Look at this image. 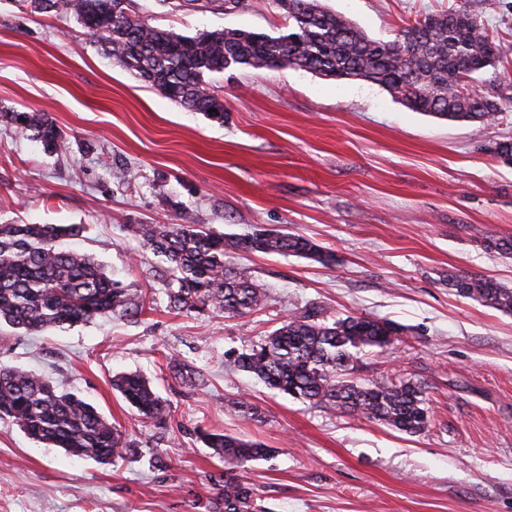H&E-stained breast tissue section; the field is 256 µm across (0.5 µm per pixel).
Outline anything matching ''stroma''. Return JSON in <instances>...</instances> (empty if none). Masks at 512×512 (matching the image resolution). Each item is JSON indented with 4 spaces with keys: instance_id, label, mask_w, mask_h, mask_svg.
<instances>
[{
    "instance_id": "1",
    "label": "stroma",
    "mask_w": 512,
    "mask_h": 512,
    "mask_svg": "<svg viewBox=\"0 0 512 512\" xmlns=\"http://www.w3.org/2000/svg\"><path fill=\"white\" fill-rule=\"evenodd\" d=\"M388 41L458 0H321ZM156 27L278 35L276 0L231 12L129 0ZM509 55L478 85L505 109L489 123L438 119L381 87L299 69H228L210 93L224 119L192 112L115 64L69 16L0 0V113L42 112L68 147L46 152L0 120V224H79L63 248L90 254L143 297L137 314L27 336L0 324V364L67 381L127 446L115 463L38 443L0 420V512H212L221 463L198 428L257 440L269 458L244 476L268 512H512V314L459 297L454 273L512 288V0H469ZM227 237L277 230L332 251L325 266L291 255L231 253L227 265L268 287L256 312L170 310L166 263L134 224L183 215ZM402 326L386 351L360 354V380L417 381L430 422L414 435L278 393L234 361L309 309ZM140 372L172 406L144 422L112 389ZM250 400L261 413L239 411Z\"/></svg>"
}]
</instances>
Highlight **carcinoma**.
Masks as SVG:
<instances>
[{
    "instance_id": "1",
    "label": "carcinoma",
    "mask_w": 512,
    "mask_h": 512,
    "mask_svg": "<svg viewBox=\"0 0 512 512\" xmlns=\"http://www.w3.org/2000/svg\"><path fill=\"white\" fill-rule=\"evenodd\" d=\"M128 0H31L37 12L73 16L97 38L115 63L171 101L224 121V102L207 91L206 78L234 67L299 68L335 80H363L398 97L408 108L440 118L498 120L497 97L472 90L461 77L496 66L502 49L491 41L466 2L408 24L402 38L380 41L324 7L319 0H288V32L272 36L244 29H217L190 37L151 25L133 14ZM241 0H183L213 10H233ZM0 117L47 150L65 146L59 128L41 112ZM182 224H134L132 232L168 264L164 288L180 312L244 314L263 307L265 284L224 262L230 250L292 254L324 265L335 255L300 235L258 233L227 239L183 216ZM83 232L77 224H0V323L26 334L62 330L102 316H126L139 308L137 294L112 279L85 253L63 250L62 240ZM463 297L512 313V288L479 274L448 275ZM400 325L365 316L327 317L305 312L252 344L236 366L269 388L327 410L379 421L416 434L428 425L423 390L409 379H372L352 374L355 355L390 347ZM112 389L144 421L166 423L169 406L139 375L113 376ZM8 418L31 439L68 453L110 460L126 447L121 431L82 396L59 390L48 377L0 364V419ZM224 463L214 477L218 512H264L243 479L250 462L271 449L244 438L200 431Z\"/></svg>"
}]
</instances>
